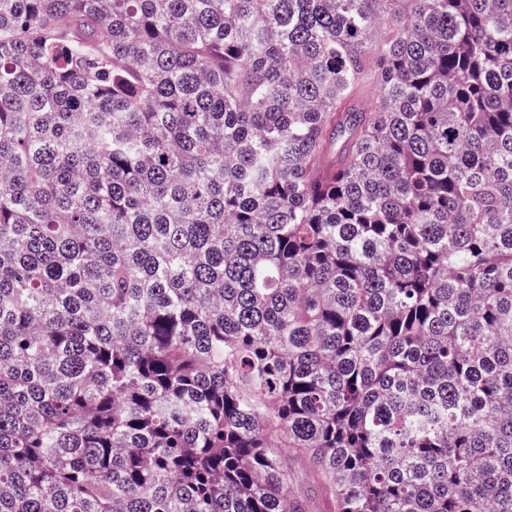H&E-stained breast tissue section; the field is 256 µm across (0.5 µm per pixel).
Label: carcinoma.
<instances>
[{"mask_svg": "<svg viewBox=\"0 0 512 512\" xmlns=\"http://www.w3.org/2000/svg\"><path fill=\"white\" fill-rule=\"evenodd\" d=\"M284 448L512 512V0H0V512H306Z\"/></svg>", "mask_w": 512, "mask_h": 512, "instance_id": "cac0c4a2", "label": "carcinoma"}]
</instances>
